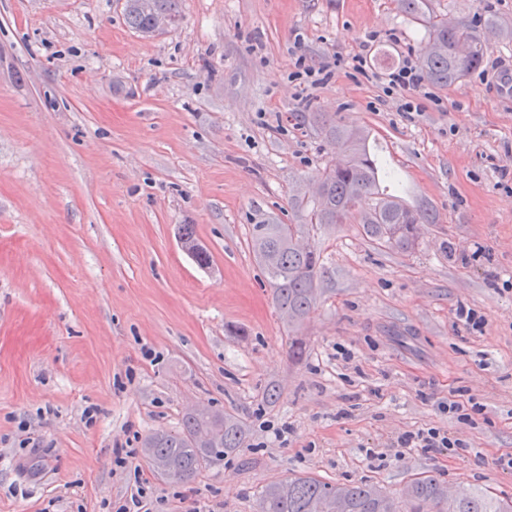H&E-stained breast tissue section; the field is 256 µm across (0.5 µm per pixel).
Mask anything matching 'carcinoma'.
<instances>
[{
	"label": "carcinoma",
	"mask_w": 512,
	"mask_h": 512,
	"mask_svg": "<svg viewBox=\"0 0 512 512\" xmlns=\"http://www.w3.org/2000/svg\"><path fill=\"white\" fill-rule=\"evenodd\" d=\"M179 2L153 0L150 10L142 0H124L123 17L130 28L150 35L153 12L162 11L176 22ZM397 8L427 31L420 60L433 84L448 86L482 65L485 44L475 28L430 15L427 0H397ZM309 119L318 124L328 143L340 147L344 159L323 169L319 177L321 195L314 205H308L298 193L293 195L291 207L301 223L251 225L252 249L273 288L277 307L290 313L291 328L299 327L313 309L316 281L322 269L317 248L299 246L302 224H344L354 216L358 201L367 195L378 196V201L371 210L359 214V223L378 246L409 250L415 245L411 225L437 223L436 214L430 209H411L398 195L387 192L383 180L393 182L395 178L370 151L364 130L321 112L309 113ZM270 253L276 256L271 265L266 263ZM212 417H219L224 423V434L218 439L203 441L209 418L189 413L182 419L180 430L148 435L144 450L150 458L169 462L187 481L202 464L221 460L241 445L242 429L237 421L218 411ZM425 502L433 503L436 512H512V497H494L474 489L450 500L432 476L412 480L402 501L365 482L341 486L311 476L294 477L267 486L260 497L259 512H422Z\"/></svg>",
	"instance_id": "1"
}]
</instances>
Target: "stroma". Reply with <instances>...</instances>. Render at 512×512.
I'll use <instances>...</instances> for the list:
<instances>
[{
  "instance_id": "1",
  "label": "stroma",
  "mask_w": 512,
  "mask_h": 512,
  "mask_svg": "<svg viewBox=\"0 0 512 512\" xmlns=\"http://www.w3.org/2000/svg\"><path fill=\"white\" fill-rule=\"evenodd\" d=\"M122 2L0 0V512H119L143 477L146 512H258L293 476L512 496V42L485 34L481 67L409 114L383 79L426 30L395 0H181L151 38ZM428 8L512 26V0ZM301 56L332 71L303 101ZM303 112L365 129L438 221L409 251L305 226L324 272L297 362L250 230L298 223L292 194L336 158ZM197 407L242 445L170 482L142 441ZM431 428L457 447L404 446Z\"/></svg>"
}]
</instances>
